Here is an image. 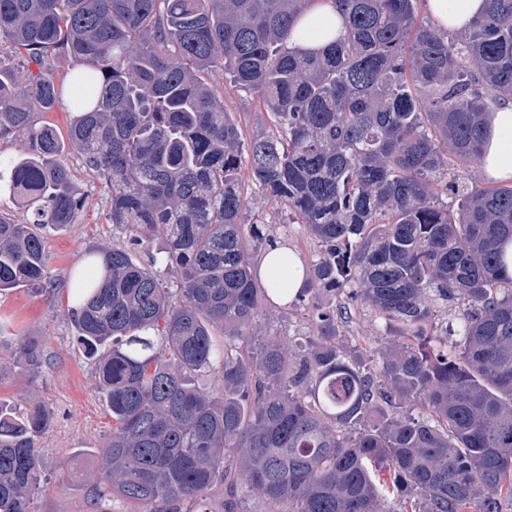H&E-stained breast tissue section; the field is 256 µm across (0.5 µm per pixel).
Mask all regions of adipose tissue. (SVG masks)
<instances>
[{
	"label": "adipose tissue",
	"mask_w": 512,
	"mask_h": 512,
	"mask_svg": "<svg viewBox=\"0 0 512 512\" xmlns=\"http://www.w3.org/2000/svg\"><path fill=\"white\" fill-rule=\"evenodd\" d=\"M426 9L440 28L458 31L465 28L485 10L484 0H426ZM312 20L306 47L319 48L342 30V19L333 0H320L308 13ZM489 131L482 156L483 173L495 183H512V100L491 107ZM288 275V292L296 294L304 286L305 265L296 251L284 246L267 250L260 260L262 278Z\"/></svg>",
	"instance_id": "1"
}]
</instances>
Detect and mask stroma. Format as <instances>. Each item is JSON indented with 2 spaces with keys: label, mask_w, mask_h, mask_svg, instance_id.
Here are the masks:
<instances>
[{
  "label": "stroma",
  "mask_w": 512,
  "mask_h": 512,
  "mask_svg": "<svg viewBox=\"0 0 512 512\" xmlns=\"http://www.w3.org/2000/svg\"><path fill=\"white\" fill-rule=\"evenodd\" d=\"M213 84L244 136L271 128L270 113L253 94L221 75L214 76ZM65 163L85 194L84 210L78 222L65 229L41 231L53 289L19 287L0 293V406L18 410L27 402L39 401L53 415L50 428L38 441L42 472L32 512H130L124 501L96 495L99 459L112 433V418L104 394L95 385L93 366L76 346L71 319V283L75 273L86 268L88 252L121 246L128 239L107 221V192L98 175L77 153L66 156ZM244 191L245 221L262 231L254 259H261L275 244L311 262L318 246L306 225L296 223L283 204L254 186L245 185ZM308 328L304 307L271 306L264 309L258 332L285 341ZM386 334L384 320L363 308L351 323L341 326L340 341L361 348L371 359ZM23 336L39 340L46 348L48 363L40 372H30L15 360L16 342Z\"/></svg>",
  "instance_id": "35a3bbf8"
}]
</instances>
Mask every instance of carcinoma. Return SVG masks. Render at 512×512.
<instances>
[{"mask_svg": "<svg viewBox=\"0 0 512 512\" xmlns=\"http://www.w3.org/2000/svg\"><path fill=\"white\" fill-rule=\"evenodd\" d=\"M321 0H0V140L26 156L0 183L31 212L0 216V290L48 287L31 224H74L79 153L108 189L128 244L89 253L72 318L112 434L97 490L165 512L224 485V512H504L512 502V185L462 188L451 160L481 159L489 102L512 97V0L448 33L422 0H334L342 33L299 45ZM67 135L36 120L62 104ZM246 88L275 130L244 141L208 76ZM307 226L319 251L292 299L310 335L256 336L273 288L255 269L239 174ZM457 201L448 208L444 197ZM159 242L145 262L132 257ZM180 272L176 287L167 275ZM346 293L339 308L318 302ZM391 327L378 365L338 341L356 311ZM37 372L43 347L19 341ZM224 378V397L195 384ZM40 402L0 410V512L39 490Z\"/></svg>", "mask_w": 512, "mask_h": 512, "instance_id": "cac0c4a2", "label": "carcinoma"}]
</instances>
